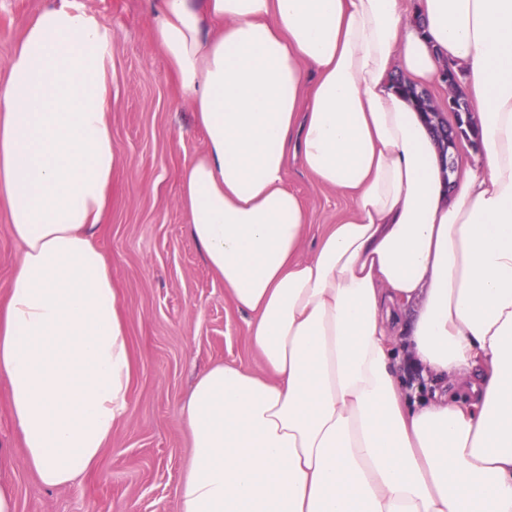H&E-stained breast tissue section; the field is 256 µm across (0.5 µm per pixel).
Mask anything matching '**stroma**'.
<instances>
[{"label":"stroma","instance_id":"35a3bbf8","mask_svg":"<svg viewBox=\"0 0 512 512\" xmlns=\"http://www.w3.org/2000/svg\"><path fill=\"white\" fill-rule=\"evenodd\" d=\"M53 0H0V81L26 23ZM111 35L112 140L130 160L116 181L98 245L111 257L127 318L134 371L129 408L93 472L64 487L44 486L24 463L22 440L0 396V450L12 458L0 481L16 512H176L191 461L180 407L195 379L217 362L260 370L245 316L187 238L176 172L203 148L188 105L165 61L151 50L157 0H75ZM288 186L309 210L310 253L350 201L290 161Z\"/></svg>","mask_w":512,"mask_h":512}]
</instances>
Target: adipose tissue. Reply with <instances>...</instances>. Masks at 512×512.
<instances>
[{"label":"adipose tissue","mask_w":512,"mask_h":512,"mask_svg":"<svg viewBox=\"0 0 512 512\" xmlns=\"http://www.w3.org/2000/svg\"><path fill=\"white\" fill-rule=\"evenodd\" d=\"M109 47L55 0L0 83V205L23 247L0 390L48 487L89 475L129 407L95 241L128 165ZM152 50L204 136L177 171L189 239L263 365L194 384L177 512H512V0H159ZM446 67L470 155L405 90ZM292 156L352 200L306 256Z\"/></svg>","instance_id":"ef3b65f1"}]
</instances>
